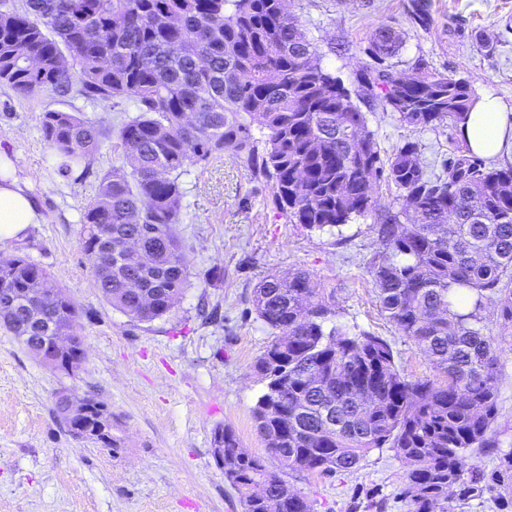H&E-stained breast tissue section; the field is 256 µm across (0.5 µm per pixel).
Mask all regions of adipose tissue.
I'll return each instance as SVG.
<instances>
[{
	"instance_id": "1",
	"label": "adipose tissue",
	"mask_w": 512,
	"mask_h": 512,
	"mask_svg": "<svg viewBox=\"0 0 512 512\" xmlns=\"http://www.w3.org/2000/svg\"><path fill=\"white\" fill-rule=\"evenodd\" d=\"M461 132L473 152L487 158L496 157L512 137V114L504 112L491 93H483L462 123ZM38 220L14 161L0 151V242L22 237L27 226Z\"/></svg>"
}]
</instances>
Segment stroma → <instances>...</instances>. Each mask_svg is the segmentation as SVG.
<instances>
[{
  "label": "stroma",
  "instance_id": "obj_1",
  "mask_svg": "<svg viewBox=\"0 0 512 512\" xmlns=\"http://www.w3.org/2000/svg\"><path fill=\"white\" fill-rule=\"evenodd\" d=\"M431 22L414 25L410 0H288L309 29L325 63L344 84L372 66L367 49L379 27L400 31L390 60L430 70L489 91L512 113V0H428ZM127 103L95 106L45 91L21 99L0 86V148L15 161L40 214L24 235L7 242L54 275L79 311L87 361L74 377L46 367L0 329V512H242L236 491L212 455L216 428H231L241 448L269 458L252 408L265 384L252 365L272 338L257 318L252 296L267 275L308 271L335 298V319L385 338L406 375L439 379L432 362L379 307L367 266L379 247L380 215L398 211L395 188L373 184L372 210L333 232L287 222L272 204L269 181L231 154L189 167L182 175L183 207L176 226L188 261L189 286L171 311L139 322L112 309L95 288L81 250L84 207L99 179L122 162L115 132ZM382 153L418 142L422 161L439 169L448 156V127L420 129L401 122L379 99L362 107ZM48 111L78 112L110 132L87 173L57 174L41 131ZM220 317H200V303ZM501 348L498 450L478 454L491 471L498 453L512 451V334ZM69 389L91 394L112 410L117 445L75 439L55 414V398ZM407 469L390 448L371 451L358 467L332 475L283 477L313 512H407L397 496Z\"/></svg>",
  "mask_w": 512,
  "mask_h": 512
}]
</instances>
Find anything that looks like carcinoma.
Returning <instances> with one entry per match:
<instances>
[{
	"label": "carcinoma",
	"mask_w": 512,
	"mask_h": 512,
	"mask_svg": "<svg viewBox=\"0 0 512 512\" xmlns=\"http://www.w3.org/2000/svg\"><path fill=\"white\" fill-rule=\"evenodd\" d=\"M287 0H18L0 12V84L20 98L42 91L95 104L126 100L136 115L117 138L123 163L100 179L82 216L81 250L95 286L139 322L166 315L188 286L174 224L190 165L232 152L271 182L275 209L310 230H332L372 208L384 177L402 206L376 225L369 273L385 318L444 376L411 378L386 339L345 325L307 272L275 275L252 306L273 338L254 362L266 382L253 408L259 434L298 473L349 471L374 449L408 465V512H455L486 492L512 504V451L490 473L468 450L495 448L500 350L487 304L512 329V163L492 164L454 145L441 174L407 141L381 158L358 102L381 98L400 121L458 129L476 98L463 79L366 68L351 91L322 65ZM415 24L430 22L413 0ZM399 35L378 29L369 53L395 56ZM35 58L39 65L28 60ZM263 137L258 149L253 130ZM42 132L58 172L86 168L106 129L74 112L49 111ZM128 238L140 241L136 256ZM45 302L37 313L4 299ZM77 309L46 269L0 251V328L28 351L76 329ZM224 477L243 512H312L279 473L218 429Z\"/></svg>",
	"instance_id": "1"
}]
</instances>
